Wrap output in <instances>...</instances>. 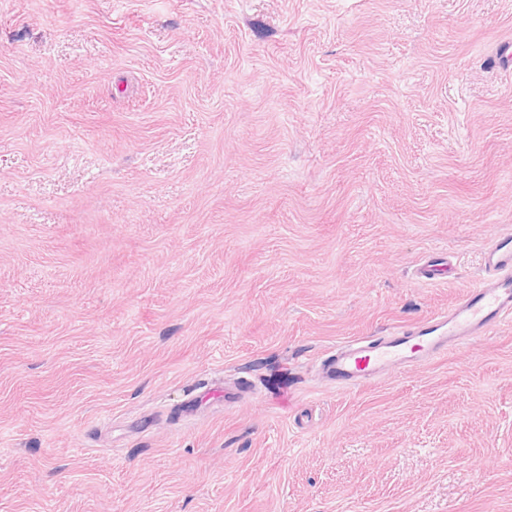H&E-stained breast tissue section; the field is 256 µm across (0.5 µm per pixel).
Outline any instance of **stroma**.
Listing matches in <instances>:
<instances>
[{
  "mask_svg": "<svg viewBox=\"0 0 512 512\" xmlns=\"http://www.w3.org/2000/svg\"><path fill=\"white\" fill-rule=\"evenodd\" d=\"M499 230L512 0H0V512H512V321L317 365ZM451 264L444 257H431L417 269V277L429 281L437 280L451 270Z\"/></svg>",
  "mask_w": 512,
  "mask_h": 512,
  "instance_id": "1",
  "label": "stroma"
}]
</instances>
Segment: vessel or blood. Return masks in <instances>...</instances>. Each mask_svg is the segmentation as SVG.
<instances>
[{
	"label": "vessel or blood",
	"mask_w": 512,
	"mask_h": 512,
	"mask_svg": "<svg viewBox=\"0 0 512 512\" xmlns=\"http://www.w3.org/2000/svg\"><path fill=\"white\" fill-rule=\"evenodd\" d=\"M512 320V232L492 233L483 253V278L448 312L329 351L319 368L325 381L345 389L377 379L393 365L412 366L490 334Z\"/></svg>",
	"instance_id": "b4317fda"
}]
</instances>
